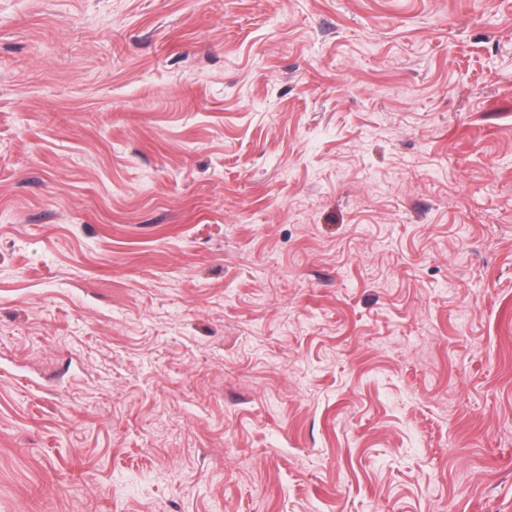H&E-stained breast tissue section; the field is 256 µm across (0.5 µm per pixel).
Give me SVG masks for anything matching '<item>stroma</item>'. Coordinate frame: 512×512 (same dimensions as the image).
Returning <instances> with one entry per match:
<instances>
[{"mask_svg": "<svg viewBox=\"0 0 512 512\" xmlns=\"http://www.w3.org/2000/svg\"><path fill=\"white\" fill-rule=\"evenodd\" d=\"M0 512H512V0H0Z\"/></svg>", "mask_w": 512, "mask_h": 512, "instance_id": "1", "label": "stroma"}]
</instances>
